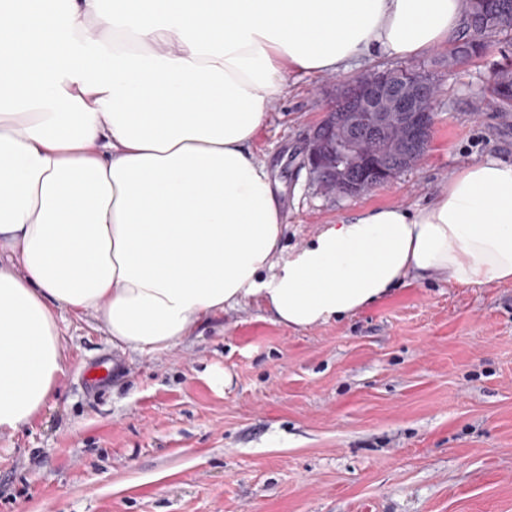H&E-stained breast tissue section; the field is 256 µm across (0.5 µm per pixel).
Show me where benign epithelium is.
Returning <instances> with one entry per match:
<instances>
[{
	"label": "benign epithelium",
	"instance_id": "1",
	"mask_svg": "<svg viewBox=\"0 0 512 512\" xmlns=\"http://www.w3.org/2000/svg\"><path fill=\"white\" fill-rule=\"evenodd\" d=\"M430 83L421 72L408 67L375 69L366 73L361 85L347 87L352 104L341 113L330 110L322 124L331 125L334 148L327 150L313 134L304 161L313 183L326 195L339 196L338 186H348L352 196L365 194L375 185L354 178L365 158L357 136L378 133L384 151L400 163L414 165L417 149L433 124L434 103L426 102Z\"/></svg>",
	"mask_w": 512,
	"mask_h": 512
}]
</instances>
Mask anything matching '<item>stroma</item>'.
<instances>
[{
    "mask_svg": "<svg viewBox=\"0 0 512 512\" xmlns=\"http://www.w3.org/2000/svg\"><path fill=\"white\" fill-rule=\"evenodd\" d=\"M448 51L289 76L252 143L283 188V246L424 205L471 162L512 161V111L486 91L498 44L455 66ZM405 65L437 87L427 151L368 194H321L303 157L338 89ZM60 330L57 399L0 431V512H512V283L411 279L304 329L253 298L148 355L114 349L91 314L62 312Z\"/></svg>",
    "mask_w": 512,
    "mask_h": 512,
    "instance_id": "obj_1",
    "label": "stroma"
}]
</instances>
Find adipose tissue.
<instances>
[{"instance_id":"adipose-tissue-1","label":"adipose tissue","mask_w":512,"mask_h":512,"mask_svg":"<svg viewBox=\"0 0 512 512\" xmlns=\"http://www.w3.org/2000/svg\"><path fill=\"white\" fill-rule=\"evenodd\" d=\"M465 28L463 0H0V431L57 396L63 309L153 353L251 297L307 328L410 278L512 283V161L288 250L251 149L288 74Z\"/></svg>"}]
</instances>
